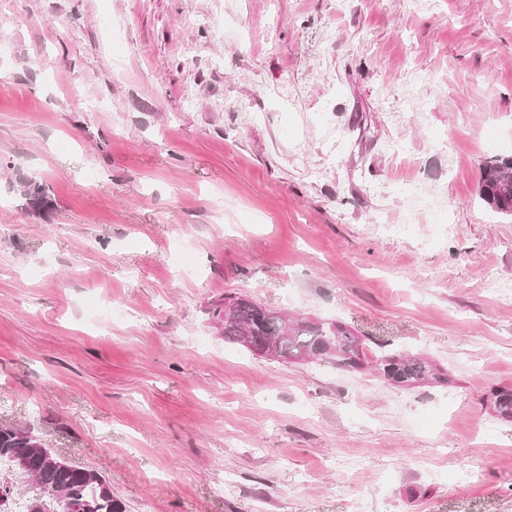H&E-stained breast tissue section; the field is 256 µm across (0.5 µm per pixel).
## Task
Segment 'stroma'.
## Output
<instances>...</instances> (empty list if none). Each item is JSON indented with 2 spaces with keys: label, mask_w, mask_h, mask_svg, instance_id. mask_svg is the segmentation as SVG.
I'll return each instance as SVG.
<instances>
[{
  "label": "stroma",
  "mask_w": 512,
  "mask_h": 512,
  "mask_svg": "<svg viewBox=\"0 0 512 512\" xmlns=\"http://www.w3.org/2000/svg\"><path fill=\"white\" fill-rule=\"evenodd\" d=\"M0 13V423L127 512H512V217L479 198L512 0ZM230 293L347 324L360 366L216 335ZM396 353L445 382L391 384Z\"/></svg>",
  "instance_id": "1"
}]
</instances>
